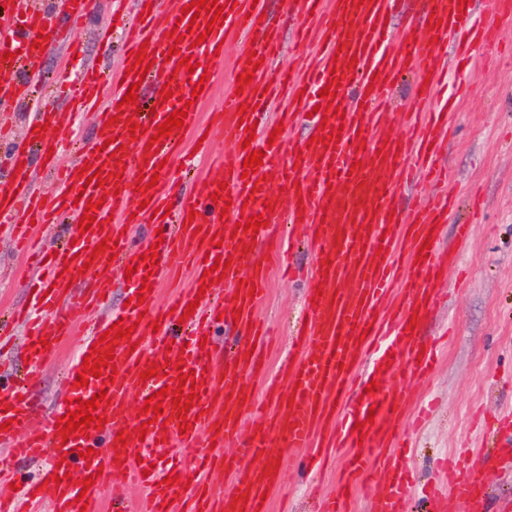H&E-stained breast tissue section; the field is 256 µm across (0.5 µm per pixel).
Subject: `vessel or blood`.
I'll return each instance as SVG.
<instances>
[{"label": "vessel or blood", "instance_id": "1", "mask_svg": "<svg viewBox=\"0 0 512 512\" xmlns=\"http://www.w3.org/2000/svg\"><path fill=\"white\" fill-rule=\"evenodd\" d=\"M0 8V111L27 107L22 140H7L8 164L0 169V222L8 223L19 257H30L33 224L67 228L69 243L54 255H41L38 265L49 294L38 295L34 310L23 313L30 323L28 370L22 381L0 387V443L10 446L20 461H40L45 488L29 485L27 503H47L51 512H101L99 486H112V512H125L122 492L130 483L146 491L141 512H267L262 495L272 493L280 476L256 465L258 453L269 452L272 441L306 451L311 472H318L328 457L345 453L341 491L322 512H348V502L367 475H375L377 490L371 512H408L406 489L411 480L407 439L402 427L412 392L409 384L429 375L440 351L439 342H425L420 329L409 326L411 317L427 321L439 295V277L454 262L452 253L435 241L456 204L453 193L423 204L402 208L400 189L411 170L425 181L444 183L448 171L437 160L451 134L449 109L456 96L449 80L459 68L479 58H492L498 45L499 25L512 20V0H297V38L306 42L317 33L318 50L303 66H288L271 75L282 44L264 5L253 0H218L223 12L219 23L210 13L195 23L182 21V9L191 0H136L137 11L127 30L123 71L112 96H105L106 75L86 69L67 73L73 96L68 107L57 109L39 95L40 85L30 79L35 62L61 47L79 52L74 33L85 18L86 0H65L66 25H57L43 0H6ZM46 40H39V32ZM182 40H175V33ZM205 42H198V35ZM243 38L234 60L235 74H243L250 55L262 58L250 84L241 94L224 98L217 123L230 153L216 171L202 175L195 191L177 209L168 204L175 191L173 162L181 157L185 135L200 139L198 157H206L212 142L205 139L209 126L201 120V106L191 93L204 71L222 62L218 44L229 37ZM177 56H170L171 46ZM145 51L151 68L139 75L133 64ZM195 62V70L180 68V59ZM415 78V105L424 117L403 121L392 112V92L403 75ZM142 83L154 91L169 88L168 102L156 104L142 121L145 133L129 132L128 106L122 99L131 85ZM333 85L336 95L319 92ZM287 92L288 112L271 120L265 110L269 91ZM105 102L104 151L83 149L75 157L67 152L74 143L79 112ZM247 112H239L240 104ZM187 109L183 128L165 138L156 127L172 112ZM308 117L311 126L327 123L340 129L336 141L301 143L277 134L279 123L293 114ZM403 130H395V123ZM49 124L43 135L34 128ZM254 134H247V127ZM156 144H149V137ZM263 153L259 173L276 172L287 188L279 198L259 186L258 175L245 174L250 150ZM56 175L59 189L46 197L29 183L32 165ZM98 169L101 184L87 182L79 171L84 165ZM156 179L151 193L138 191V179ZM226 194H219V187ZM136 196L144 207L131 211L127 200ZM100 201L94 210L96 225L81 231L79 222L88 200ZM286 211L292 237L305 241L313 254L311 287L321 288L318 300H305L304 327L295 343L297 358L288 362L281 378L271 380L267 394L275 401L271 416L244 427L242 413L256 403L246 388L245 374L261 376L265 365L260 352L270 333L255 310L267 292L264 259L254 237L269 236L278 211ZM263 216L266 225L257 233L236 232L249 217ZM152 229L145 241L134 243L130 227ZM430 249H423V241ZM117 248L116 254L96 252L99 242ZM157 250L155 262L146 254ZM228 261L225 275L212 272L214 259ZM133 268L126 292L129 306L113 308V269ZM248 270L238 280L240 270ZM191 274L187 287L160 301L161 284L173 273ZM225 278L230 287L224 300L215 297L214 282ZM150 289L145 301L135 296L142 283ZM196 309L182 318L188 304ZM100 311L88 322L89 311ZM237 317L238 338L232 356H225L214 334L221 319ZM188 336L176 331L178 323ZM131 329L116 340L112 366L100 377L77 387L82 362L101 335L113 324ZM72 347L64 397L55 413L37 416L28 397L38 385L43 365L62 348ZM161 364L162 375L143 379L144 370ZM223 373H215L216 364ZM193 373L198 395L193 407L180 412L173 404L180 372ZM375 391H368L370 382ZM167 389L163 415L139 435L134 425L87 428L85 434L62 439L55 425L73 411L74 400L92 399L106 391L98 416L114 417L130 400L145 402ZM126 446H119L120 434ZM172 457L155 465L158 444ZM237 448L224 456V445ZM93 448L94 458L80 452ZM232 474V489L214 495L209 478L215 469ZM480 463H445L447 483L438 485L431 499L432 512H440L441 499L453 495L464 512H489ZM94 477L89 490L67 480V473ZM60 482H51V475ZM246 502H239V492Z\"/></svg>", "mask_w": 512, "mask_h": 512}]
</instances>
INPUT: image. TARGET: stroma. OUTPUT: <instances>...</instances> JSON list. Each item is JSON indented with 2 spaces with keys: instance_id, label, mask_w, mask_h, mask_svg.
I'll list each match as a JSON object with an SVG mask.
<instances>
[{
  "instance_id": "obj_1",
  "label": "stroma",
  "mask_w": 512,
  "mask_h": 512,
  "mask_svg": "<svg viewBox=\"0 0 512 512\" xmlns=\"http://www.w3.org/2000/svg\"><path fill=\"white\" fill-rule=\"evenodd\" d=\"M112 11L113 0H90L87 26L79 34L82 58L69 59L57 48L37 61L44 75L42 90L52 106L67 102L63 71L96 64L109 73L120 70V38H113L108 52L94 38L96 27L111 22ZM473 79L475 93L452 113L453 133L441 154L452 170L450 188L459 204L440 246L455 253L456 263L441 285L443 299L422 327L428 339L448 333L447 351L428 378L411 385L417 400L433 405L427 425L410 435L409 498L415 512L422 507V489L440 479L439 459L449 453L478 459L487 436L482 420L512 412V57L482 64ZM468 223L473 226L470 240L457 243L451 225ZM8 239L7 227L0 223V312L26 306L27 286L38 279L36 270L15 258ZM285 259L299 268V276L288 281L271 274L269 296L259 308L278 333L265 350L272 376L294 355L292 341L308 287L304 272L312 255L304 245L292 243ZM70 358L66 351L43 366L30 399L35 414L44 416L55 408ZM272 449L281 455L282 481L270 496L271 512H320L321 503L338 491V464L328 463L313 492L303 450L286 451L278 442Z\"/></svg>"
}]
</instances>
